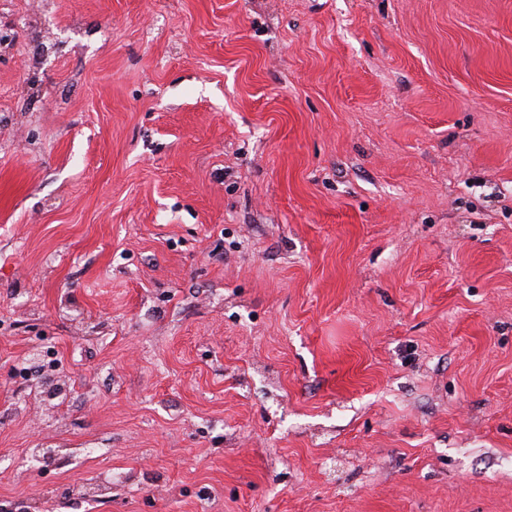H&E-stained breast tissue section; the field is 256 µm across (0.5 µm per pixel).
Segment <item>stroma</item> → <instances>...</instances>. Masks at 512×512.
Returning <instances> with one entry per match:
<instances>
[{"mask_svg": "<svg viewBox=\"0 0 512 512\" xmlns=\"http://www.w3.org/2000/svg\"><path fill=\"white\" fill-rule=\"evenodd\" d=\"M0 40V512H512V0H0Z\"/></svg>", "mask_w": 512, "mask_h": 512, "instance_id": "35a3bbf8", "label": "stroma"}]
</instances>
